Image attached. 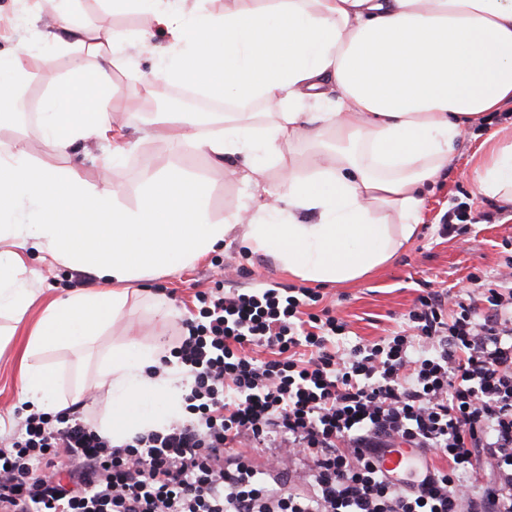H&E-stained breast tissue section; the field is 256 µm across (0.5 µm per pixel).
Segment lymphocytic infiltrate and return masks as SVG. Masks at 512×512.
I'll return each mask as SVG.
<instances>
[{
	"label": "lymphocytic infiltrate",
	"instance_id": "1",
	"mask_svg": "<svg viewBox=\"0 0 512 512\" xmlns=\"http://www.w3.org/2000/svg\"><path fill=\"white\" fill-rule=\"evenodd\" d=\"M509 278L512 255L467 297L421 291L404 330L345 352L319 290L216 282L161 359L188 368L186 419L115 444L30 413L0 440V512H512ZM397 443L448 463L404 483Z\"/></svg>",
	"mask_w": 512,
	"mask_h": 512
}]
</instances>
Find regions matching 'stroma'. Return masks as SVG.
Here are the masks:
<instances>
[{
    "instance_id": "stroma-1",
    "label": "stroma",
    "mask_w": 512,
    "mask_h": 512,
    "mask_svg": "<svg viewBox=\"0 0 512 512\" xmlns=\"http://www.w3.org/2000/svg\"><path fill=\"white\" fill-rule=\"evenodd\" d=\"M68 7L83 22L103 33L115 29L132 32L150 25L146 15L115 14L105 9L101 0H70ZM153 68V59L143 54L137 57L134 71L113 73L115 92L122 97L134 95L138 98L137 109L125 117L126 131L136 146L121 161L106 165L111 149L93 138L69 154L54 153L41 139L37 127L22 121L0 126V151L11 150L20 142L24 144L29 160L39 166L65 170L77 165L89 172L109 166L111 181L120 190L119 205L126 209L135 208L144 191V172L139 166L142 156L151 155L157 169L169 160L166 144L148 133L144 110L150 99L135 92V79L150 74ZM511 128L512 119L499 116L467 131L448 167L434 183L425 186L423 222L419 232L393 263L349 285H320L325 304L335 308L348 324L345 336L340 339L341 345L349 348L405 329L406 316L423 286L436 290L448 287L457 292L466 285L472 266H480L491 273L501 268L507 255L501 242L503 238L512 237V207L477 197L469 174L483 155L482 144L486 137L493 131ZM182 161L190 172L200 176L211 217L222 219L225 209L241 194L242 185L236 172L243 166L242 159H232L219 166L191 142L182 150ZM459 205L466 211L470 233L450 241L438 237L443 215ZM22 255L27 266L36 272L40 296L26 313L11 343L0 350L2 437L26 416L21 402L19 361L29 324L38 318L47 301L71 288L90 289L96 285L89 273L64 267L46 254L26 249ZM223 278L227 279L229 287L244 291L301 284L300 279L282 272L271 258L249 254L234 240L225 243L223 250L188 267L141 282L142 297L124 323L135 339L147 342L159 335L167 345H174L178 336L184 333L183 318L198 307L196 292L214 287L216 281ZM153 296L165 299L174 309L175 315L167 323L153 319L148 307ZM118 336V331L106 332L80 358L70 350L56 349L45 353L43 360L60 368L64 388L89 383L96 378L98 361Z\"/></svg>"
}]
</instances>
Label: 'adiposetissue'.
<instances>
[{"instance_id":"adipose-tissue-1","label":"adipose tissue","mask_w":512,"mask_h":512,"mask_svg":"<svg viewBox=\"0 0 512 512\" xmlns=\"http://www.w3.org/2000/svg\"><path fill=\"white\" fill-rule=\"evenodd\" d=\"M101 2L148 15L150 28L98 38L59 0H26L24 11L53 16L43 34L51 49L0 54V106L40 73L45 144L65 154L96 138L120 158L132 143L115 116L133 100L115 96L112 71L150 54L148 92L187 86L226 106L206 138L193 112H154L152 134L174 148L197 142L217 162L247 159L238 173L244 190L213 220L200 181L172 162L129 210L104 174L90 180L77 168L34 166L20 144L0 152V240L17 244L0 252V317L22 320L38 296L21 248L99 283L53 299L33 325L20 364L32 412L63 410L83 394L64 395L57 373L31 355L94 343L128 305L133 283L214 253L231 234L307 282L343 284L390 263L422 222L426 183L447 168L469 125L512 103V0H224L220 11L214 0ZM90 47L92 66L83 57ZM65 55L71 66L56 74ZM255 101L271 122L244 118ZM299 137L313 147L302 172L281 148ZM484 144L470 180L478 195L512 205V137L495 131ZM273 166L278 183H260ZM163 353L131 339L102 358L110 409L99 434L118 444L179 416L187 369L155 374Z\"/></svg>"}]
</instances>
